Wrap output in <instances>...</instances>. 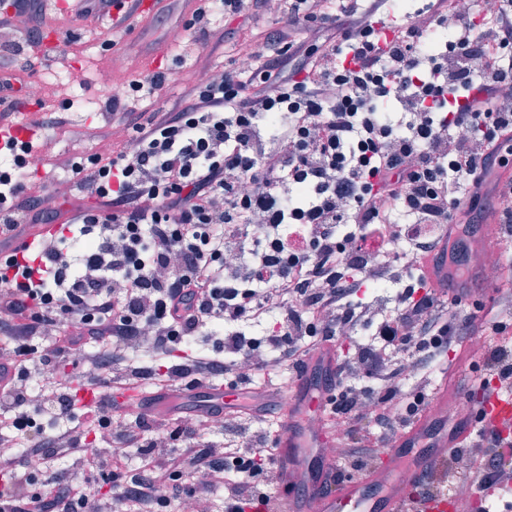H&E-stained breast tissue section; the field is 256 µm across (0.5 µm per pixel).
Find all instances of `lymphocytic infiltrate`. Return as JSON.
<instances>
[{
  "label": "lymphocytic infiltrate",
  "instance_id": "f902f5d3",
  "mask_svg": "<svg viewBox=\"0 0 512 512\" xmlns=\"http://www.w3.org/2000/svg\"><path fill=\"white\" fill-rule=\"evenodd\" d=\"M391 0H276L289 25L328 20L326 48L253 54L245 68L213 70L198 101L168 120L134 125L103 161L71 164L77 190L111 212L87 208L26 254L0 256V313L11 318L0 361L12 371L0 412L13 438L0 439V512H140L152 503L209 512H275L280 480L266 419L238 412L177 427L134 412L116 427L112 407L84 408L66 388L34 386L50 362L80 352L107 368L101 387L140 383L168 358L171 386L193 388L219 373L234 386L272 383L280 366L300 369L324 344L355 341L336 362L328 403L337 428L374 423L366 439L389 447L420 413L409 389L417 362L439 360L473 321L428 292L415 259L446 245L462 199L477 203L500 135L512 131V0H426L395 26ZM302 56L285 74L288 57ZM13 172L0 174V239L34 223L17 202L32 143L8 144ZM399 287L393 304L370 293ZM272 320L264 336L243 324ZM40 335L51 347L37 353ZM48 404L69 424L42 437L26 407ZM97 447L86 444L88 434ZM140 450L129 481L124 450ZM56 455L112 486L102 500L68 484L49 496L29 489L21 455ZM488 484L512 470V445L496 432L448 455Z\"/></svg>",
  "mask_w": 512,
  "mask_h": 512
}]
</instances>
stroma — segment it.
Returning a JSON list of instances; mask_svg holds the SVG:
<instances>
[{"mask_svg": "<svg viewBox=\"0 0 512 512\" xmlns=\"http://www.w3.org/2000/svg\"><path fill=\"white\" fill-rule=\"evenodd\" d=\"M197 5V0H158L152 12L131 17L129 25L117 32L112 29V7L106 0L98 4L95 16L82 20L69 10L45 15L40 0L22 13L0 11V82L11 84L7 103H0V126L10 124L15 112L31 113L33 139L42 157L39 166L29 169L27 187L19 196L31 215L52 227L67 221L77 208L100 207L97 197L69 196V161L111 156L131 136L141 113L176 115L191 102L192 90L211 68H241L243 51H257L285 32L291 40L308 46L336 34L332 22L315 31L286 29L272 10L253 6L212 28L196 51L184 56L178 37L191 23ZM44 35L49 36V44L38 46ZM161 68L172 73L165 89L137 103L133 114L103 115L104 101L124 97L129 79ZM30 83L40 85L38 97H27ZM460 309L480 317L493 314L506 326L503 342L512 343V264L503 268L496 294L472 293ZM465 349V361L424 362L420 373L437 378L449 370L457 381L481 377L484 360L477 345L470 342ZM22 464L33 471L36 492L55 490L54 479L60 476L103 496L112 493L99 476L59 458L45 463L26 457Z\"/></svg>", "mask_w": 512, "mask_h": 512, "instance_id": "obj_1", "label": "stroma"}]
</instances>
